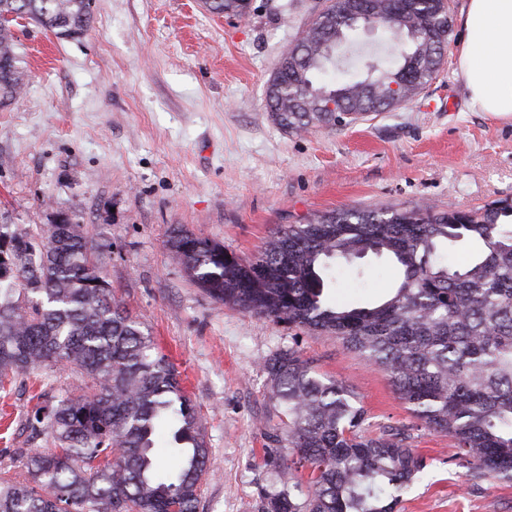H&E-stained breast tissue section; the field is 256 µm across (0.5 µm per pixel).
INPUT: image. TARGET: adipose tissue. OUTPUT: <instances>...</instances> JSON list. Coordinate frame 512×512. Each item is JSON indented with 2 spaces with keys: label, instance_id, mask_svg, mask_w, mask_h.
<instances>
[{
  "label": "adipose tissue",
  "instance_id": "adipose-tissue-1",
  "mask_svg": "<svg viewBox=\"0 0 512 512\" xmlns=\"http://www.w3.org/2000/svg\"><path fill=\"white\" fill-rule=\"evenodd\" d=\"M462 22L468 39L457 71L469 105L512 117V0H465Z\"/></svg>",
  "mask_w": 512,
  "mask_h": 512
}]
</instances>
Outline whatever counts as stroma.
I'll return each mask as SVG.
<instances>
[{"instance_id": "35a3bbf8", "label": "stroma", "mask_w": 512, "mask_h": 512, "mask_svg": "<svg viewBox=\"0 0 512 512\" xmlns=\"http://www.w3.org/2000/svg\"><path fill=\"white\" fill-rule=\"evenodd\" d=\"M324 2L250 0L238 17L203 0H95L74 39L14 22L28 77L0 106V224H51L61 213L84 224L114 298L198 406L212 451L199 512H258L278 487L263 463L276 426L264 365L288 348L352 390L367 434L409 428L426 468L398 512H512V482L475 476L454 438L417 419L383 370L336 337L214 301L169 250L179 227L249 258L278 229L334 209L470 211L512 199V119L473 110L456 73L464 0H448L440 73L412 102L333 130L286 133L272 122L266 82ZM390 36L377 27L350 37L358 71L382 64ZM357 265L372 276L344 272L335 297L380 299L388 260ZM85 381L47 367L0 392V467L16 466L17 449L51 447L27 426L37 394Z\"/></svg>"}]
</instances>
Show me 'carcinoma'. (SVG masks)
I'll list each match as a JSON object with an SVG mask.
<instances>
[{
    "mask_svg": "<svg viewBox=\"0 0 512 512\" xmlns=\"http://www.w3.org/2000/svg\"><path fill=\"white\" fill-rule=\"evenodd\" d=\"M217 15L250 0H204ZM395 37L397 61L364 77L326 78L349 37L347 12ZM444 0H326L280 57L266 88L272 121L289 133L349 124L412 101L438 76L452 25ZM25 18L59 39L81 36L85 0H0V104L25 82L12 22ZM400 76L398 98L389 85ZM336 110L325 109L328 102ZM479 251L458 261L453 243ZM169 248L209 297L246 312L330 333L382 367L427 427L456 441L477 476L512 480V202L474 212L351 208L278 230L242 258L179 229ZM84 225L19 230L0 225V388L46 366L83 371L92 385L38 407L32 431L47 451L18 449L19 478L0 468V512H198L211 462L196 405L143 323L123 310L94 258ZM372 253L399 278L381 302L351 307L324 293L342 266ZM283 434L264 464L293 457L260 512H397L426 464L405 429L368 436L365 413L342 382L290 348L265 364ZM172 458L159 470L161 437Z\"/></svg>",
    "mask_w": 512,
    "mask_h": 512,
    "instance_id": "cac0c4a2",
    "label": "carcinoma"
}]
</instances>
